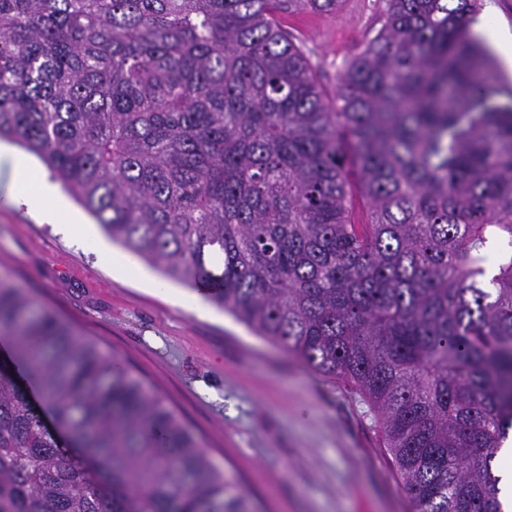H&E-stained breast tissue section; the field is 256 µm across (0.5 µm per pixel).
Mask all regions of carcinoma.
<instances>
[{
  "label": "carcinoma",
  "mask_w": 512,
  "mask_h": 512,
  "mask_svg": "<svg viewBox=\"0 0 512 512\" xmlns=\"http://www.w3.org/2000/svg\"><path fill=\"white\" fill-rule=\"evenodd\" d=\"M329 93L294 3L0 0V138L112 241L377 414L409 512H503L512 84L480 0H382ZM370 212L353 221L354 195ZM0 512H251L173 411L0 283Z\"/></svg>",
  "instance_id": "obj_1"
}]
</instances>
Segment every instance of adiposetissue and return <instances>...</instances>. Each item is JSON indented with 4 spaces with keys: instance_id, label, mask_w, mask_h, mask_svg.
I'll list each match as a JSON object with an SVG mask.
<instances>
[{
    "instance_id": "1",
    "label": "adipose tissue",
    "mask_w": 512,
    "mask_h": 512,
    "mask_svg": "<svg viewBox=\"0 0 512 512\" xmlns=\"http://www.w3.org/2000/svg\"><path fill=\"white\" fill-rule=\"evenodd\" d=\"M0 180L6 181L17 203L26 202L29 193H36L38 204L28 210L36 222L55 226L79 245L92 239L91 228L71 207L59 186L47 174L39 171L26 155L1 143Z\"/></svg>"
}]
</instances>
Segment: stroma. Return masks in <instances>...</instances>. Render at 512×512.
Instances as JSON below:
<instances>
[{"label": "stroma", "instance_id": "stroma-1", "mask_svg": "<svg viewBox=\"0 0 512 512\" xmlns=\"http://www.w3.org/2000/svg\"><path fill=\"white\" fill-rule=\"evenodd\" d=\"M379 0L332 12L292 5L281 21L321 84L381 26ZM113 276L94 244L78 249L11 204L0 185V280L21 289L162 398L232 491L258 512H407L364 398L310 372L227 313L203 318L140 276Z\"/></svg>", "mask_w": 512, "mask_h": 512}]
</instances>
